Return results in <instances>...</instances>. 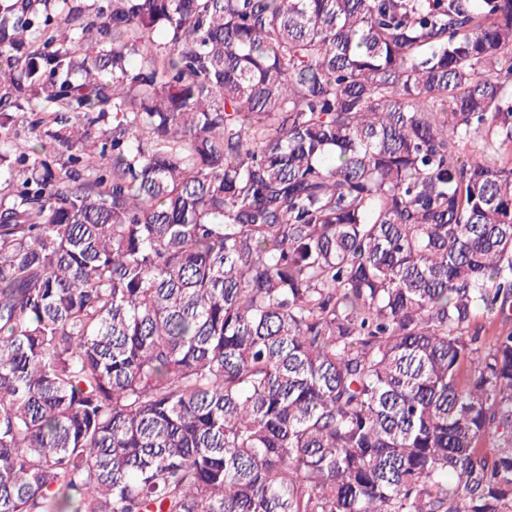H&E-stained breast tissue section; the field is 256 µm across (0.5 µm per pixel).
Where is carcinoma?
<instances>
[{
  "label": "carcinoma",
  "mask_w": 512,
  "mask_h": 512,
  "mask_svg": "<svg viewBox=\"0 0 512 512\" xmlns=\"http://www.w3.org/2000/svg\"><path fill=\"white\" fill-rule=\"evenodd\" d=\"M84 13L0 3V512H512V0ZM48 115L49 114L46 112H36L33 114L30 112L16 113V123L9 134L12 144L15 147L21 146L23 144L31 146L34 143L30 142L34 140V134L31 133L32 130L29 121H31L33 118H43L41 119L42 121H49L50 118H48ZM14 132L17 133V137L14 135Z\"/></svg>",
  "instance_id": "cac0c4a2"
}]
</instances>
